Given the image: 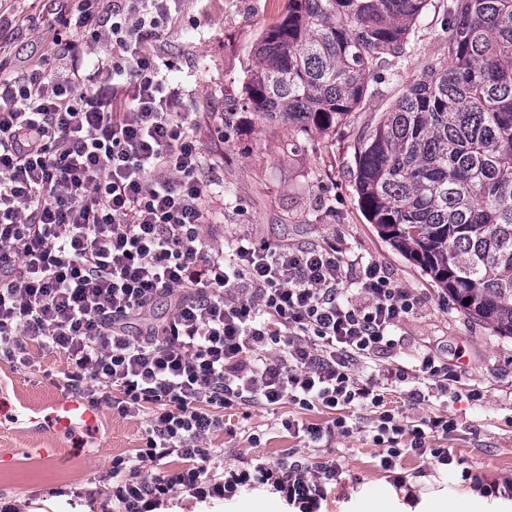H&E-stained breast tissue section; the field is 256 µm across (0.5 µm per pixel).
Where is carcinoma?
<instances>
[{"label":"carcinoma","mask_w":512,"mask_h":512,"mask_svg":"<svg viewBox=\"0 0 512 512\" xmlns=\"http://www.w3.org/2000/svg\"><path fill=\"white\" fill-rule=\"evenodd\" d=\"M431 7L445 53L355 138L357 203L448 298L512 337V0H288L242 95L224 97V141L242 114L288 127L293 149L345 126L414 54Z\"/></svg>","instance_id":"1"}]
</instances>
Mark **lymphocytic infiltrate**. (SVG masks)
I'll list each match as a JSON object with an SVG mask.
<instances>
[{"instance_id":"1","label":"lymphocytic infiltrate","mask_w":512,"mask_h":512,"mask_svg":"<svg viewBox=\"0 0 512 512\" xmlns=\"http://www.w3.org/2000/svg\"><path fill=\"white\" fill-rule=\"evenodd\" d=\"M171 17V0H80L65 28L112 46L103 73L80 42L57 43L60 65L0 76V360L29 363V349L64 353L65 395L119 415L149 412L146 442L106 472L112 512H158L179 493L199 502L272 486L300 512H317L344 472L329 451L353 428L344 407L378 409L380 466L403 454L451 464L431 447L456 422L402 423L384 410V391L409 378L447 388L458 371L431 353L415 369L378 373L362 360L394 349L416 298L376 264L363 267L353 302L332 247L216 246L206 226L203 155L195 121L169 61L148 51ZM168 299L170 313L153 315ZM334 416L286 420L321 457L271 462L256 456L219 469L211 434L223 410L250 403ZM182 468L151 474L164 458Z\"/></svg>"}]
</instances>
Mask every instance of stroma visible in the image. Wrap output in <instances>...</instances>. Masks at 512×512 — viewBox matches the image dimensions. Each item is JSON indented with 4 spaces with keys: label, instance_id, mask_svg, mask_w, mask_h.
<instances>
[{
    "label": "stroma",
    "instance_id": "stroma-1",
    "mask_svg": "<svg viewBox=\"0 0 512 512\" xmlns=\"http://www.w3.org/2000/svg\"><path fill=\"white\" fill-rule=\"evenodd\" d=\"M288 0H178L160 41L150 49L172 62L169 74L180 84L197 124L204 156L202 179L210 186L205 203L215 213V243L248 237L291 247L336 245L343 272L354 276V262H373L418 304L401 323L399 345L368 360L376 369L390 363L406 366L431 352L449 366L465 371L447 390L424 388L423 400L403 390L387 392L385 403L410 421L433 414L453 418L456 431L434 440L462 460V467L433 465L431 460L403 456L397 466L418 496L408 505L405 489L379 466V445L373 440L376 414L359 410L356 429L336 440L337 455L346 464L343 485L329 489L321 512H363L365 502L386 493L391 512H430L433 500L469 498L482 512H512V497L486 494L483 486L460 480L461 468L483 477L485 484L512 481V338L497 335L486 323L453 303L414 262L385 242L357 204L352 165L353 141L359 127L385 111L399 89L420 77L433 57L443 52L440 16L428 12L416 30L418 50L393 81L379 85L365 108L354 113L349 127L328 135H312L304 147L288 146V131L248 121L225 141V95H240L242 77L254 60L250 49L262 29L286 10ZM78 0H0V68L18 76L33 68H54L55 43L65 29L62 18L75 12ZM68 370L65 354L32 350L31 363L11 367L0 361V397L11 406L0 418V496L15 501L22 512H110L101 475L117 456L135 455L145 445L144 417H120L103 407L95 427L75 425L65 431L46 419L50 402L60 397L57 376ZM480 400H471V392ZM319 423L329 419L323 408L310 411L291 402L278 406H243L225 411L224 429L209 445L237 462L257 455L287 459L299 449L298 439L281 426L288 418ZM259 442H252V435ZM55 449L48 463L42 449ZM82 493L80 509L70 492ZM207 512H291L266 488H241Z\"/></svg>",
    "mask_w": 512,
    "mask_h": 512
}]
</instances>
